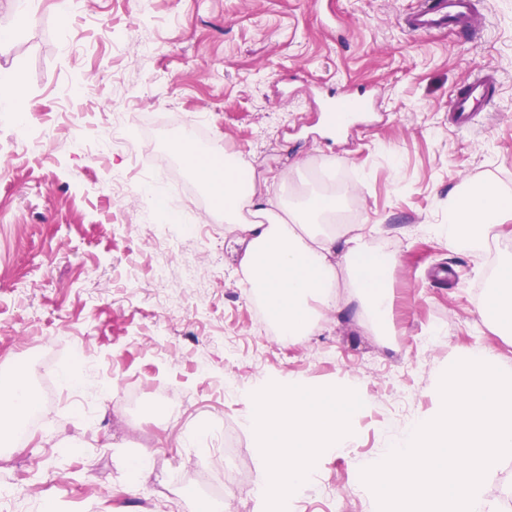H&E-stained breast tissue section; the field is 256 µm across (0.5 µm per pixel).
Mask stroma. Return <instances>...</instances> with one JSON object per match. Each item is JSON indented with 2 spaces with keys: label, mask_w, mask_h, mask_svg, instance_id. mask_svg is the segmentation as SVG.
<instances>
[{
  "label": "stroma",
  "mask_w": 512,
  "mask_h": 512,
  "mask_svg": "<svg viewBox=\"0 0 512 512\" xmlns=\"http://www.w3.org/2000/svg\"><path fill=\"white\" fill-rule=\"evenodd\" d=\"M41 0L30 23L0 40V72L23 90L33 124L64 111L81 82L86 126L57 127L40 155L14 151L0 117V374L25 371L33 394L50 389L45 425L0 451V512H231L209 494L219 424L239 428L241 493L258 480L260 443L247 427L267 388L348 387L361 405L348 448L319 449L314 483L352 495L351 512H378L364 465L440 402L443 373L490 349L512 374V329L479 315L492 280L485 249L451 250L427 228L448 221L467 186L512 194V0H477L482 32L416 34L403 22L421 0H77L62 15ZM499 76L495 100L467 130L448 105L477 72ZM361 94L373 112L342 136L323 128L330 96ZM138 114L164 145L172 128L203 126L207 148L252 164L258 195L286 192L323 172L353 191L359 223L385 245L395 292L390 335L367 315L347 273L338 303L298 344L264 335L239 260L242 232L203 228L185 253L144 239L135 202L115 203L107 175L121 154L90 160L113 113ZM171 274L157 281L153 267ZM206 268L184 281L181 267ZM77 347L89 372L64 381ZM152 461L130 478L132 458ZM249 512H324L308 487L250 501Z\"/></svg>",
  "instance_id": "1"
}]
</instances>
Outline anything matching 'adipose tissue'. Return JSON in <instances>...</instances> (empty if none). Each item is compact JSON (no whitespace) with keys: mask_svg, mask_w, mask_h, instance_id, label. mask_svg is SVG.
Masks as SVG:
<instances>
[{"mask_svg":"<svg viewBox=\"0 0 512 512\" xmlns=\"http://www.w3.org/2000/svg\"><path fill=\"white\" fill-rule=\"evenodd\" d=\"M181 150L183 160L214 195L215 210L228 230L247 235L241 260L247 283L262 296L268 316L284 336L294 340L307 335L333 305L336 266L341 261L348 265L365 310L387 318L394 304L385 278L387 263L369 258L363 235L337 233L328 220L336 210L335 198L308 196L298 210L281 217L257 197L247 162L228 156L223 168H204L198 166L191 142H183ZM509 219L512 196L484 184L450 200L447 223L433 226L432 231L452 248L479 246L497 237L499 227ZM34 406L27 383L16 378L0 394V433L13 431L16 421ZM355 407L351 393L340 389L310 398L267 391L251 415V427L263 441L262 489L301 484L321 443L345 448V429Z\"/></svg>","mask_w":512,"mask_h":512,"instance_id":"ef3b65f1","label":"adipose tissue"}]
</instances>
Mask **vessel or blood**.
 <instances>
[{
	"label": "vessel or blood",
	"instance_id": "vessel-or-blood-1",
	"mask_svg": "<svg viewBox=\"0 0 512 512\" xmlns=\"http://www.w3.org/2000/svg\"><path fill=\"white\" fill-rule=\"evenodd\" d=\"M405 25L411 31L425 34L448 29L471 33L481 29L482 22L475 10V0H423L406 15ZM496 87L493 72L484 71L474 77L452 98L448 110L452 124L471 128L476 115L488 108Z\"/></svg>",
	"mask_w": 512,
	"mask_h": 512
}]
</instances>
